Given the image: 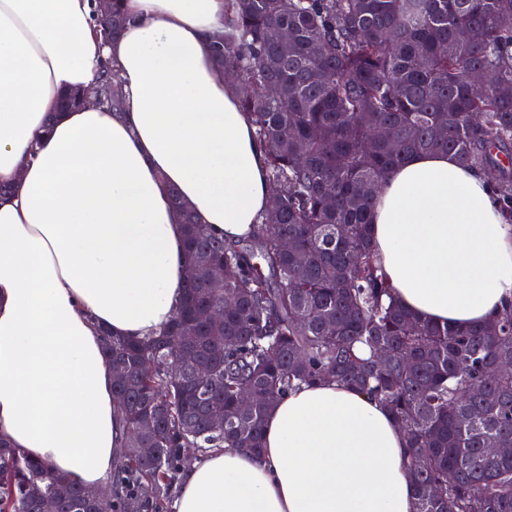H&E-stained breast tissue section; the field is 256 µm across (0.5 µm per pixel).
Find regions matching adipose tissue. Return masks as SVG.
<instances>
[{"label":"adipose tissue","instance_id":"1","mask_svg":"<svg viewBox=\"0 0 512 512\" xmlns=\"http://www.w3.org/2000/svg\"><path fill=\"white\" fill-rule=\"evenodd\" d=\"M0 0V439L72 484L100 489L127 427L102 334L142 339L184 295L181 207L226 243L270 208L266 155L214 65L226 0ZM110 65L112 110L59 111ZM179 202H172L170 187ZM373 245L400 303L476 326L512 306V224L484 173L449 153L387 175ZM406 435L379 402L327 380L284 395L263 452L218 448L182 475L174 512H414ZM99 2L106 5L101 13V24L104 41L109 42L112 40V36L118 34L124 26L126 16L117 8H114L112 15V0H100Z\"/></svg>","mask_w":512,"mask_h":512}]
</instances>
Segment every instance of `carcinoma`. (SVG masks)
<instances>
[{
    "mask_svg": "<svg viewBox=\"0 0 512 512\" xmlns=\"http://www.w3.org/2000/svg\"><path fill=\"white\" fill-rule=\"evenodd\" d=\"M227 9L213 59L236 73L240 107L283 195L239 245L183 209L187 274L173 319L145 340L103 337L106 361L124 370L113 396L132 434L117 479L96 491L72 486L59 512H165L190 464L182 449L258 455L277 401L331 379L384 404L404 429L416 512H512V455L483 451L512 435V374L493 371L512 365V306L473 327L420 321L395 298L369 232L382 179L422 152L492 173L512 224V93H503L512 0H227ZM463 27L482 39L459 38ZM277 29L288 30L291 52L280 51ZM470 69L482 72L478 89L465 81ZM91 89L120 105L117 85L99 77ZM374 124L391 139L372 141ZM285 236L303 261L281 249ZM204 261L224 287L195 279ZM202 304L224 308V318L198 321ZM327 321L335 334L323 331ZM378 349L388 352L383 368ZM201 364L211 375L198 385ZM245 387L261 395L247 412L235 405ZM220 397L217 423L207 406ZM63 481L0 441V512H37Z\"/></svg>",
    "mask_w": 512,
    "mask_h": 512,
    "instance_id": "cac0c4a2",
    "label": "carcinoma"
}]
</instances>
